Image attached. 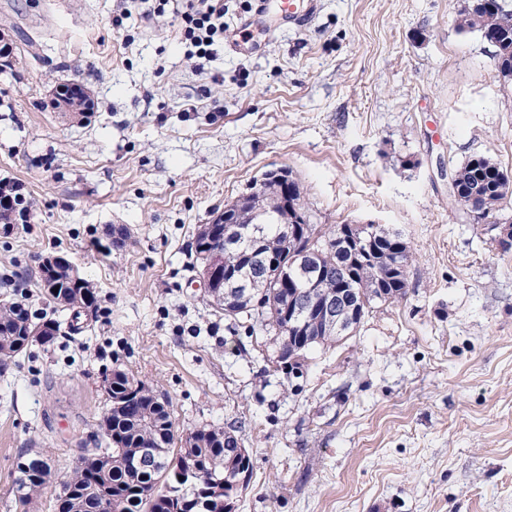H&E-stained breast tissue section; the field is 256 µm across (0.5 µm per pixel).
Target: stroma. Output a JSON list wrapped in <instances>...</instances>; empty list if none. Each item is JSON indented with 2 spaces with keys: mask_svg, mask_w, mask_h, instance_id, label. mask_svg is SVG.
<instances>
[{
  "mask_svg": "<svg viewBox=\"0 0 512 512\" xmlns=\"http://www.w3.org/2000/svg\"><path fill=\"white\" fill-rule=\"evenodd\" d=\"M460 6L318 0L308 25L280 29L224 0L226 46L200 71L173 10L0 0V180L23 198L0 223V299L58 252L99 308L0 368V512H15L21 451L50 458L52 484L70 473L117 366L168 397L179 432L247 416L237 512H512V252L448 213L470 156L512 172V88ZM244 27L259 52L230 51ZM27 38L37 58L18 54ZM72 84L94 102L81 122L53 104ZM280 167L314 223L382 224L417 253L406 299L309 351L298 376L264 337L235 350L190 256L200 225Z\"/></svg>",
  "mask_w": 512,
  "mask_h": 512,
  "instance_id": "stroma-1",
  "label": "stroma"
}]
</instances>
